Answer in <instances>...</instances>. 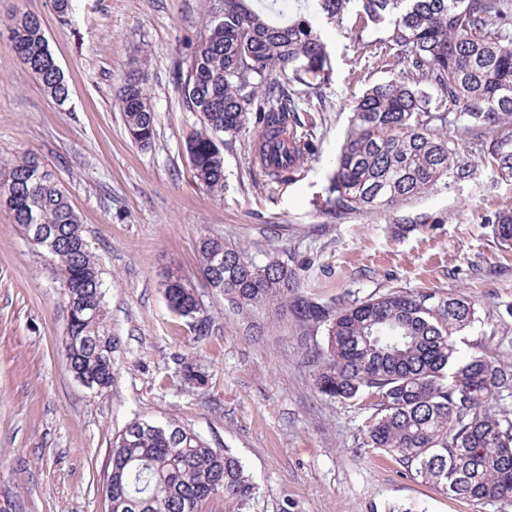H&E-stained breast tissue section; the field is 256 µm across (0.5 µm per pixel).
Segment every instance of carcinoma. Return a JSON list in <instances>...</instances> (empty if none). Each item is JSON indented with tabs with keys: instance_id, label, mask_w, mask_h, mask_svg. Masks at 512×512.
Segmentation results:
<instances>
[{
	"instance_id": "obj_1",
	"label": "carcinoma",
	"mask_w": 512,
	"mask_h": 512,
	"mask_svg": "<svg viewBox=\"0 0 512 512\" xmlns=\"http://www.w3.org/2000/svg\"><path fill=\"white\" fill-rule=\"evenodd\" d=\"M383 26L372 46L364 33ZM354 33L372 63L400 76L368 89L336 156L325 207L336 216L369 215L413 203L473 174L466 151L445 138L446 125L477 139L483 157L512 179V0H222L182 62L185 110L200 127L185 143L193 178L213 199L224 195V137L250 131L258 139L288 134L294 180L310 155L299 112L319 111L328 78V29ZM11 50L48 94L64 101L69 87L52 55L44 23L16 12L0 24ZM298 84L292 93L286 86ZM127 131L140 147L155 136L148 75L128 73L117 98ZM0 208L49 258L65 303L80 313L67 320L65 346L72 372L114 381L112 335L101 273L79 216L57 180L28 153L0 170ZM512 246V214L493 226ZM201 274L239 311L282 302L302 338L324 331L325 347L311 359L317 391L347 402L371 399L365 445L379 449L448 495L475 505L512 506V362L475 346L461 352L457 337L477 321L475 303L399 288L329 302L299 294L295 273L266 251L204 236ZM169 308L191 317L195 286L170 272ZM112 477L104 484L108 512H250L255 486L242 462L170 420H133L113 438Z\"/></svg>"
}]
</instances>
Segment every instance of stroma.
I'll list each match as a JSON object with an SVG mask.
<instances>
[{
  "mask_svg": "<svg viewBox=\"0 0 512 512\" xmlns=\"http://www.w3.org/2000/svg\"><path fill=\"white\" fill-rule=\"evenodd\" d=\"M217 2L76 0L63 24L53 0H0V22L19 11L43 19L69 85L68 98L54 100L0 45V165L35 153L65 188L120 342L112 387L85 388L65 358L61 282L0 209V503L106 512L113 435L135 419H175L242 461L257 487L251 512H512L452 499L365 448L369 410L314 386L315 339H302L283 305L240 313L200 284L197 248L209 234L270 252L296 270L305 295L323 301L394 288L468 297L479 319L463 348L512 353V248L492 232L512 212V180L474 150L468 180L419 201L367 216L325 211L354 100L394 76L336 31L304 176L275 183L254 162L253 135L228 138L224 196L210 198L183 150L196 116L184 108L175 70ZM135 67L150 75L157 114L148 148L130 141L115 105ZM398 224L414 230L396 237ZM171 269L197 281L208 335L167 307ZM186 362L206 371L205 384L182 380Z\"/></svg>",
  "mask_w": 512,
  "mask_h": 512,
  "instance_id": "35a3bbf8",
  "label": "stroma"
}]
</instances>
